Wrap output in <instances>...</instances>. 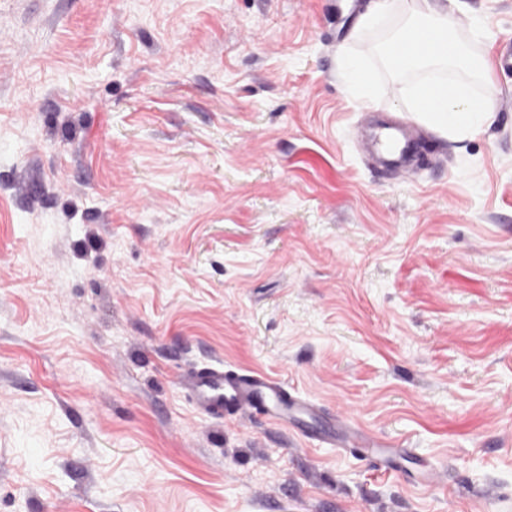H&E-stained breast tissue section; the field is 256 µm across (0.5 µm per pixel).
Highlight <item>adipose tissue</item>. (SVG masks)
<instances>
[{"label": "adipose tissue", "instance_id": "ef3b65f1", "mask_svg": "<svg viewBox=\"0 0 512 512\" xmlns=\"http://www.w3.org/2000/svg\"><path fill=\"white\" fill-rule=\"evenodd\" d=\"M397 10L402 13L401 22L392 30L383 49L395 72L457 67L488 78L490 67L485 55L472 53L460 38L448 14V0H371L358 16L354 33L378 27ZM423 33L436 40V48L419 51L417 39ZM404 103L423 127L453 142L472 137L496 118L492 99L474 97L466 83L459 79L417 82L408 87Z\"/></svg>", "mask_w": 512, "mask_h": 512}]
</instances>
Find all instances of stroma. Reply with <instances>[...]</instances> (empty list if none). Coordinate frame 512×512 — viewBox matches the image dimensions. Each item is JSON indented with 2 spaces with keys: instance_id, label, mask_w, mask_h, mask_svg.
<instances>
[{
  "instance_id": "35a3bbf8",
  "label": "stroma",
  "mask_w": 512,
  "mask_h": 512,
  "mask_svg": "<svg viewBox=\"0 0 512 512\" xmlns=\"http://www.w3.org/2000/svg\"><path fill=\"white\" fill-rule=\"evenodd\" d=\"M367 2L0 0V512H512V71L381 175L364 104L429 74L354 36ZM464 2L496 56L512 0ZM191 364L412 453L214 419Z\"/></svg>"
}]
</instances>
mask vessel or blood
I'll use <instances>...</instances> for the list:
<instances>
[{
    "mask_svg": "<svg viewBox=\"0 0 512 512\" xmlns=\"http://www.w3.org/2000/svg\"><path fill=\"white\" fill-rule=\"evenodd\" d=\"M371 148L381 163L402 171L405 177L416 174L414 158L418 149L415 126L408 119L377 129ZM189 395L205 413L220 418L262 416L285 424L296 422L298 415L315 416L316 410L307 400L292 395L287 388L263 374H227L209 366H195L185 374ZM336 447L353 450L370 447L371 442L354 424H345L335 434Z\"/></svg>",
    "mask_w": 512,
    "mask_h": 512,
    "instance_id": "obj_1",
    "label": "vessel or blood"
}]
</instances>
